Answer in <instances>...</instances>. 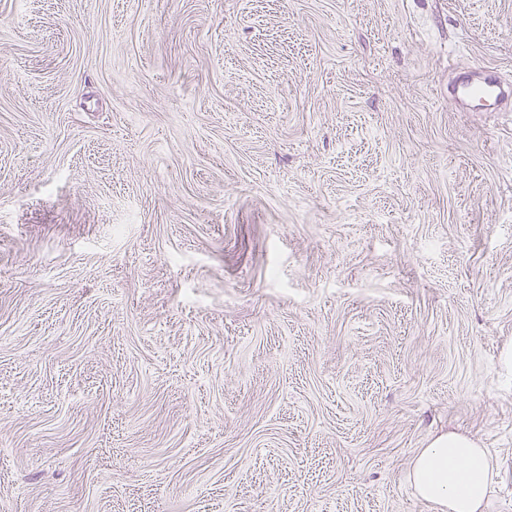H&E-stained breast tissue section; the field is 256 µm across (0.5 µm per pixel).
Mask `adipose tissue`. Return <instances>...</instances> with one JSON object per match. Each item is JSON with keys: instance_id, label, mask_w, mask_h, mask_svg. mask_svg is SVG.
I'll use <instances>...</instances> for the list:
<instances>
[{"instance_id": "1", "label": "adipose tissue", "mask_w": 512, "mask_h": 512, "mask_svg": "<svg viewBox=\"0 0 512 512\" xmlns=\"http://www.w3.org/2000/svg\"><path fill=\"white\" fill-rule=\"evenodd\" d=\"M498 475L488 449L471 436L448 432L419 451L407 480L433 512H483Z\"/></svg>"}]
</instances>
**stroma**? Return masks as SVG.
<instances>
[{
    "mask_svg": "<svg viewBox=\"0 0 512 512\" xmlns=\"http://www.w3.org/2000/svg\"><path fill=\"white\" fill-rule=\"evenodd\" d=\"M512 0H0V512H512ZM504 93V86L493 79L480 85L461 82L456 88V96L460 100L471 98L497 99L500 96H503ZM498 475L487 448L471 436L448 432L419 451L407 480L434 512H482Z\"/></svg>",
    "mask_w": 512,
    "mask_h": 512,
    "instance_id": "35a3bbf8",
    "label": "stroma"
}]
</instances>
